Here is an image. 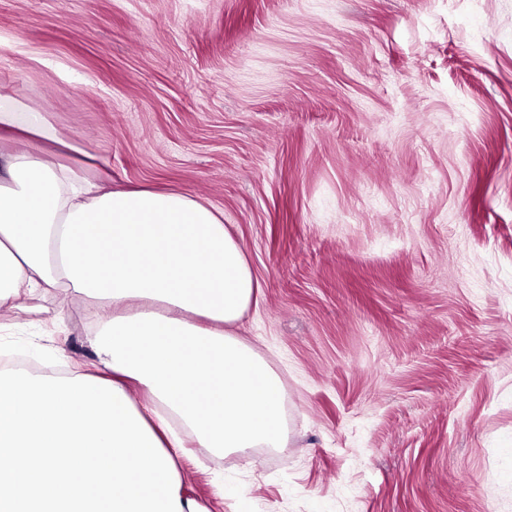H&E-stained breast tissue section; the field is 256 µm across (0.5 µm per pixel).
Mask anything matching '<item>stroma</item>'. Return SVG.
<instances>
[{
	"mask_svg": "<svg viewBox=\"0 0 512 512\" xmlns=\"http://www.w3.org/2000/svg\"><path fill=\"white\" fill-rule=\"evenodd\" d=\"M0 94L92 178L209 201L287 445L191 447L212 512H512V0H0ZM91 301L0 370H95Z\"/></svg>",
	"mask_w": 512,
	"mask_h": 512,
	"instance_id": "obj_1",
	"label": "stroma"
}]
</instances>
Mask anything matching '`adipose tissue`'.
<instances>
[{"mask_svg":"<svg viewBox=\"0 0 512 512\" xmlns=\"http://www.w3.org/2000/svg\"><path fill=\"white\" fill-rule=\"evenodd\" d=\"M71 149L0 95V308L59 286L108 303L90 311L98 373L0 372V512H210L183 492L186 440L286 445L283 387L229 331L259 284L214 206L103 186Z\"/></svg>","mask_w":512,"mask_h":512,"instance_id":"1","label":"adipose tissue"}]
</instances>
